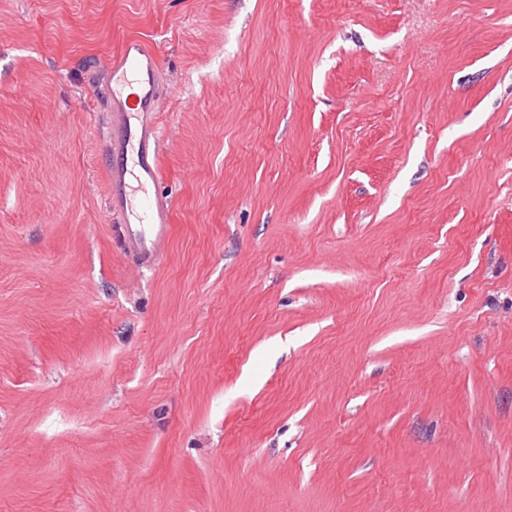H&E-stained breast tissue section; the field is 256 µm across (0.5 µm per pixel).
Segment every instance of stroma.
<instances>
[{"mask_svg": "<svg viewBox=\"0 0 512 512\" xmlns=\"http://www.w3.org/2000/svg\"><path fill=\"white\" fill-rule=\"evenodd\" d=\"M0 512H512V0H0ZM98 67L112 72V81L130 83L135 81L142 87L141 112L144 119L140 125L130 122L126 112L112 113V130L117 131L120 143L112 147V156L123 154L128 146L136 147V169L129 171L127 166L112 165L108 170L110 193L108 203L112 218L120 227L122 247L132 258H139L143 264L156 260L169 238V205L159 197L155 187L161 179L160 156L162 134L153 112L160 82L157 58L140 40L128 41L122 48L118 61L112 57L99 58ZM132 79V80H130ZM133 176L138 183L141 196L133 209L126 195V176ZM116 207L121 208L115 211Z\"/></svg>", "mask_w": 512, "mask_h": 512, "instance_id": "stroma-1", "label": "stroma"}]
</instances>
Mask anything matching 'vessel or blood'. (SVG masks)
Wrapping results in <instances>:
<instances>
[{"mask_svg":"<svg viewBox=\"0 0 512 512\" xmlns=\"http://www.w3.org/2000/svg\"><path fill=\"white\" fill-rule=\"evenodd\" d=\"M98 65L118 81H134L142 87L141 106L146 115L140 124L131 123L123 112L112 115L120 150L135 148L137 162L132 171L119 165L110 167L108 203L121 225L123 249L148 264L156 260L170 234L168 202L155 192L161 179L162 153L161 129L153 110L160 82L157 58L142 41L131 40L123 46L119 60L106 56Z\"/></svg>","mask_w":512,"mask_h":512,"instance_id":"b4317fda","label":"vessel or blood"}]
</instances>
